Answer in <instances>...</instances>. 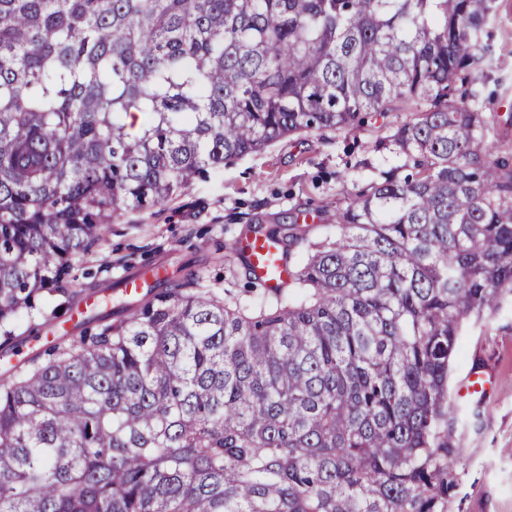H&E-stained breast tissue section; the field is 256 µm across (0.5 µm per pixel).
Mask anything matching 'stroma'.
<instances>
[{"label": "stroma", "mask_w": 512, "mask_h": 512, "mask_svg": "<svg viewBox=\"0 0 512 512\" xmlns=\"http://www.w3.org/2000/svg\"><path fill=\"white\" fill-rule=\"evenodd\" d=\"M497 6L488 25L492 53L484 107L498 115L490 135L500 156L512 163V0H498ZM416 109L414 101L397 100L349 131L285 137L220 171L202 173L161 206L124 212L113 219L100 245L74 261L60 289L42 293L45 316L61 315L69 300L89 296L93 278L112 284L107 310L128 316L136 299L123 290L126 278L156 266L172 271L187 261L204 262L213 287L242 291L246 270L229 269L224 262V246L242 226L256 219L272 227L298 217L307 219L310 235H322L352 179L364 178L368 166L397 164L396 154L375 146ZM462 345L451 385L473 368L492 375L495 383L477 403L478 420L456 431L460 464L449 512H512V299L489 319L469 325Z\"/></svg>", "instance_id": "obj_1"}]
</instances>
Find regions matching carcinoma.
I'll return each instance as SVG.
<instances>
[{
  "instance_id": "cac0c4a2",
  "label": "carcinoma",
  "mask_w": 512,
  "mask_h": 512,
  "mask_svg": "<svg viewBox=\"0 0 512 512\" xmlns=\"http://www.w3.org/2000/svg\"><path fill=\"white\" fill-rule=\"evenodd\" d=\"M498 0H0V338L126 210L291 134L423 106L244 299L203 268L0 366V512H448L452 364L512 297L482 91ZM472 86L468 101L457 84Z\"/></svg>"
}]
</instances>
